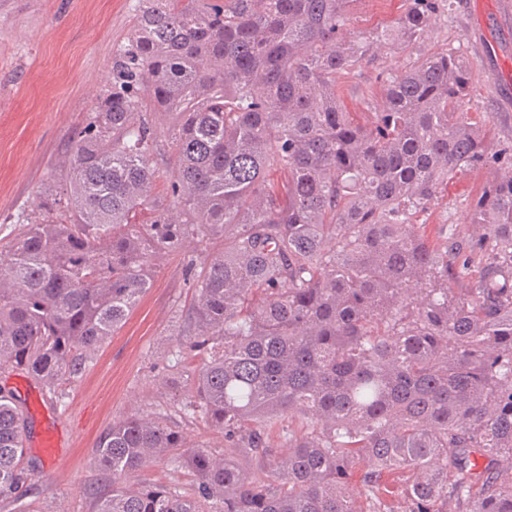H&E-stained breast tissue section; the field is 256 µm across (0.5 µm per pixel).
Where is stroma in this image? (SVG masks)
<instances>
[{
  "label": "stroma",
  "instance_id": "35a3bbf8",
  "mask_svg": "<svg viewBox=\"0 0 512 512\" xmlns=\"http://www.w3.org/2000/svg\"><path fill=\"white\" fill-rule=\"evenodd\" d=\"M132 0H0V240L17 232L15 219L39 215L41 196L54 187L53 173L69 160L73 132L94 102L112 84V46L132 23ZM497 0H447L422 37L390 51L386 66L403 71L411 60L447 50L460 55L472 72L463 109L479 115L493 148L512 147V101L497 98L482 49L495 43L512 63V27L486 30L479 15L494 12ZM404 9V0H354L347 33L387 24ZM376 68L365 66L336 78V88L355 120L382 111ZM483 170L449 180L429 208L417 215L431 238L446 224L465 225L470 201L486 180ZM155 257L151 288L129 312L121 329L66 388L64 406L43 410L36 429L60 418L59 464L64 477L44 470L34 479L31 501L42 512H91L89 489L100 473L95 452L113 422L130 414L164 412L188 395L196 364L182 361L178 384L166 386L169 352L177 317L194 304L185 256Z\"/></svg>",
  "mask_w": 512,
  "mask_h": 512
}]
</instances>
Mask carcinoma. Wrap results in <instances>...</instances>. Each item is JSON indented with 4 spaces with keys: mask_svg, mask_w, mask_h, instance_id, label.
Instances as JSON below:
<instances>
[{
    "mask_svg": "<svg viewBox=\"0 0 512 512\" xmlns=\"http://www.w3.org/2000/svg\"><path fill=\"white\" fill-rule=\"evenodd\" d=\"M353 2L133 0L68 173L0 249V370L57 403L150 286L153 257L202 247L170 362L198 361L176 413L222 430L224 452L184 448L165 412L126 417L99 440L111 481L92 512H512V153L460 111L461 57L380 66L446 0H407L345 40ZM364 65L386 105L357 122L336 76ZM478 168L482 233L430 239L413 217ZM29 424L0 388L12 512H39ZM163 458L193 483L136 479Z\"/></svg>",
    "mask_w": 512,
    "mask_h": 512,
    "instance_id": "carcinoma-1",
    "label": "carcinoma"
}]
</instances>
